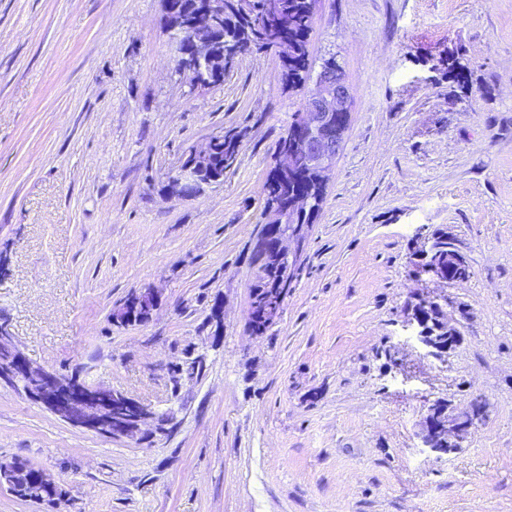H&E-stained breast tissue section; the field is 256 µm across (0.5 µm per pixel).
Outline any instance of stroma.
<instances>
[{"instance_id":"35a3bbf8","label":"stroma","mask_w":512,"mask_h":512,"mask_svg":"<svg viewBox=\"0 0 512 512\" xmlns=\"http://www.w3.org/2000/svg\"><path fill=\"white\" fill-rule=\"evenodd\" d=\"M310 49L338 53L351 122L256 334L263 189L300 107L275 54L190 96L161 0H0V320L31 361L170 418L114 439L1 385L0 460L60 481L62 512H512V0H320ZM235 127L223 184L169 196L184 154ZM438 229L466 282L417 276ZM140 288L162 299L152 321L114 323ZM421 295L447 296L460 333L439 359ZM191 349L201 374L172 381ZM476 397L484 424L431 451L429 407Z\"/></svg>"}]
</instances>
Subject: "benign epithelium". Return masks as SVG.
<instances>
[{
	"instance_id": "1",
	"label": "benign epithelium",
	"mask_w": 512,
	"mask_h": 512,
	"mask_svg": "<svg viewBox=\"0 0 512 512\" xmlns=\"http://www.w3.org/2000/svg\"><path fill=\"white\" fill-rule=\"evenodd\" d=\"M223 17L224 0H203V5L191 15L183 39L172 41L178 70L192 75L190 95L205 90L203 83L208 79L210 61L207 34L217 28L218 20ZM349 106L350 88L345 70L337 55L329 52L313 71L309 92L290 122L295 146L305 156L310 172L324 184L343 146L348 124L342 120L350 117ZM213 145L210 138L201 148H191L169 177L181 190L180 197H197L205 188L214 187L212 183L201 182V171ZM273 228L279 234L277 259L282 263V272L288 274L300 259L302 239L306 238L310 225L294 223V217L285 208L273 213ZM15 379L23 384L19 391L25 397L38 400L75 427L102 435L136 441L140 426L148 416L146 407L121 392L88 384L77 376L66 380L50 367L32 362L6 327L0 325V380ZM475 404L484 406L480 400ZM473 405L448 409V429L434 427L429 419L426 430L452 435L448 448L459 447L485 417V410L476 413Z\"/></svg>"
}]
</instances>
